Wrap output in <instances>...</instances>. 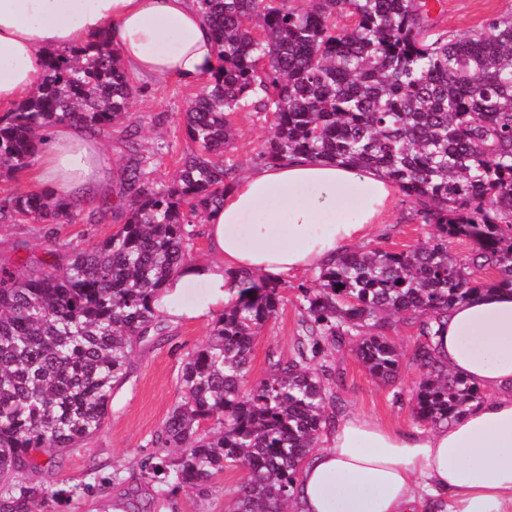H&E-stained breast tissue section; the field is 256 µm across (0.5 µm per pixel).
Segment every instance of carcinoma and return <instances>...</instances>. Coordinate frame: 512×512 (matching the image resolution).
Masks as SVG:
<instances>
[{
  "mask_svg": "<svg viewBox=\"0 0 512 512\" xmlns=\"http://www.w3.org/2000/svg\"><path fill=\"white\" fill-rule=\"evenodd\" d=\"M219 66L187 107L196 148L169 183L151 179L163 147L140 143L136 94L106 41L51 57L36 92L0 116V175L32 165L42 128L78 121L124 126L128 164L116 207L126 221L61 262L16 273L0 266V512H40L119 479L60 488L27 478L103 426L112 389L134 348L162 332L153 302L189 257L193 218L224 203L237 165L226 154L244 109L273 119L261 161L299 156L381 173L434 227L399 251L346 250L298 287L301 327L292 357L269 359L249 383L255 338L278 313L279 285L232 276L236 295L209 341L189 353L180 401L138 461L142 480L171 495L226 469L246 477L229 512H285L304 458L336 405L309 355L351 344L378 382L396 381L402 353L394 318L419 323L412 361L423 374L415 419L446 424L482 399L435 358L448 308L486 287L512 288V15L463 35L437 30L442 0H200ZM80 207L27 192L0 200V219L73 224ZM475 249L452 253L448 240ZM493 269L478 284L471 269Z\"/></svg>",
  "mask_w": 512,
  "mask_h": 512,
  "instance_id": "carcinoma-1",
  "label": "carcinoma"
}]
</instances>
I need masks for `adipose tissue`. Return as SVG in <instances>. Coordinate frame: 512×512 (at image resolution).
Listing matches in <instances>:
<instances>
[{
    "label": "adipose tissue",
    "mask_w": 512,
    "mask_h": 512,
    "mask_svg": "<svg viewBox=\"0 0 512 512\" xmlns=\"http://www.w3.org/2000/svg\"><path fill=\"white\" fill-rule=\"evenodd\" d=\"M107 36L134 83H200L218 66L199 0H0V109L25 101L53 52ZM38 190L72 203L111 196L112 155L78 122L47 129ZM380 173L299 158L261 164L207 212L211 256L186 262L154 307L204 320L235 292L233 273L280 279L331 264L390 202ZM205 291L185 302L190 285ZM436 356L485 398L445 426L337 419L293 485L292 512H512V292L489 290L448 311Z\"/></svg>",
    "instance_id": "obj_1"
}]
</instances>
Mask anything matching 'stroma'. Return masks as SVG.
Listing matches in <instances>:
<instances>
[{"label": "stroma", "instance_id": "1", "mask_svg": "<svg viewBox=\"0 0 512 512\" xmlns=\"http://www.w3.org/2000/svg\"><path fill=\"white\" fill-rule=\"evenodd\" d=\"M512 14V0H442L433 16L438 29L464 34L481 27L489 18ZM199 93L198 88L167 80L154 87L136 88L132 110L143 119L144 149L163 145L164 152L153 167V178L170 182L178 162L190 148L184 131L183 112ZM236 139L232 149L238 172H246L259 161V153L272 135V120L258 112L233 116ZM124 216L111 205L94 202L76 223L58 227L48 238L46 225L11 220L0 223V266L20 270L47 260L52 243L90 246L115 233ZM431 226L413 216L404 197H396L390 211L363 238L364 246L405 250L430 236ZM313 271L289 275L282 280L283 303L275 320L257 339L250 363V380L263 378L269 355L292 356L301 333L297 288L310 285ZM213 319L165 323L162 335L141 343L133 354L123 382L114 387L103 427L78 448L63 454L59 465L40 473V481L69 485L91 483L102 474L122 467L123 481L96 488L93 494L74 497L53 506L52 512H113V503H123L130 512H225L242 480L239 470H228L206 484L185 488L167 499L140 479L137 461L153 454L152 438L179 399L178 375L188 353L206 344ZM389 335L403 358L399 376L392 385L372 379L349 347L318 354L317 363L330 367L329 392L336 397V416L361 414L388 425L412 422L409 396L420 376L412 361L419 342L417 323L403 319Z\"/></svg>", "mask_w": 512, "mask_h": 512}]
</instances>
